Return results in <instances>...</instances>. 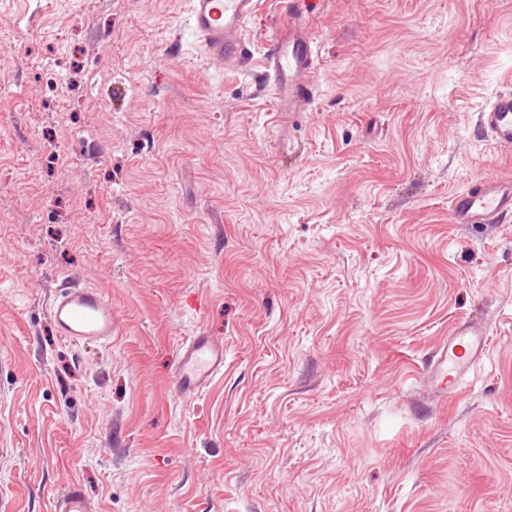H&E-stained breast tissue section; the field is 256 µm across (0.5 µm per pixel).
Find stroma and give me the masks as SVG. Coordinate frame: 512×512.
<instances>
[{"instance_id":"stroma-1","label":"stroma","mask_w":512,"mask_h":512,"mask_svg":"<svg viewBox=\"0 0 512 512\" xmlns=\"http://www.w3.org/2000/svg\"><path fill=\"white\" fill-rule=\"evenodd\" d=\"M309 111L206 63L190 0H0V512H512V222L452 198L512 173L477 125L512 84V0H300ZM108 345L59 336V280ZM487 311L431 417L434 347ZM224 372L171 390L179 345ZM60 336L74 344L112 342L118 318L103 291L64 278L49 307ZM491 335V321L483 312L456 320L426 366L417 405L437 409L461 392L485 360ZM223 371L224 341L206 332L189 336L179 348L173 394L191 400ZM53 512H96V504L78 483L67 485L53 499Z\"/></svg>"}]
</instances>
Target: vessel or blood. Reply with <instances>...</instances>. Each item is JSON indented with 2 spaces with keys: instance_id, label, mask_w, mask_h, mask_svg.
I'll return each instance as SVG.
<instances>
[{
  "instance_id": "1",
  "label": "vessel or blood",
  "mask_w": 512,
  "mask_h": 512,
  "mask_svg": "<svg viewBox=\"0 0 512 512\" xmlns=\"http://www.w3.org/2000/svg\"><path fill=\"white\" fill-rule=\"evenodd\" d=\"M283 24L268 40L262 59H255L246 37L248 22L260 0H190L187 25L200 54L224 70L247 73L262 62L265 86L276 111L308 110L318 92V53L310 22L297 0H278ZM498 146L512 149V90L500 93L477 121ZM455 224H503L512 219V175L478 178L458 193L449 207ZM60 336L75 344L111 343L118 318L103 291L70 280L58 285L49 307ZM492 324L483 313L456 320L436 349L423 376L417 404L440 408L462 391L487 356ZM224 370V342L198 333L179 348L173 393L184 401L196 397ZM52 512H97L82 486L67 485L53 500Z\"/></svg>"
}]
</instances>
